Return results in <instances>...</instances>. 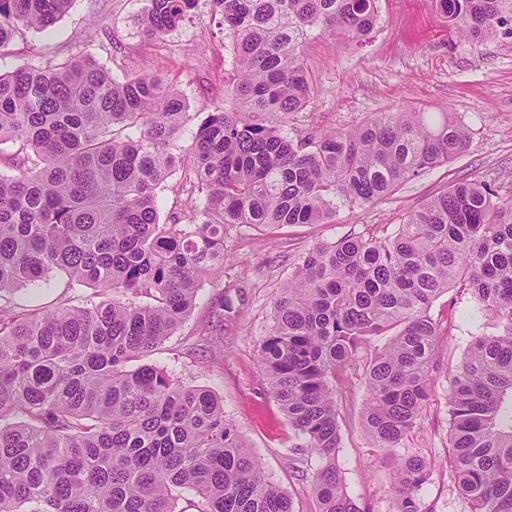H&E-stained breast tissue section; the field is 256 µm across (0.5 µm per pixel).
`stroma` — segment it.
I'll use <instances>...</instances> for the list:
<instances>
[{
	"mask_svg": "<svg viewBox=\"0 0 512 512\" xmlns=\"http://www.w3.org/2000/svg\"><path fill=\"white\" fill-rule=\"evenodd\" d=\"M146 0H75L55 26L24 31L0 72L33 63L53 65L89 55L112 76L143 72L162 76L178 91L191 118L177 141L188 155L198 116L224 103V85L235 71L232 40L220 28L211 0L197 8L163 39L145 35L140 18ZM379 23L361 45L313 33L304 63L312 87L298 127L345 128L377 112H447L471 131L466 151L448 164L406 182L365 208L341 209L331 224H293L257 229L233 227L225 243L229 259L221 282H204L195 306L173 336L148 353L145 363L167 369L184 384L213 391L237 432L252 448L267 477L286 491L293 512H317L311 470L317 457L297 461L293 431L257 360V346L273 323V301L300 257L318 245L345 237L383 238L393 234L407 212L461 181L486 182L512 198V37L474 44L452 37L429 0H379ZM190 165L175 170L157 191L161 216L186 213L191 197ZM242 289L238 316L218 343L204 337L225 286ZM476 301L471 290L449 289L432 306L437 318H451L436 353L432 400L401 447L436 464L417 492L421 512H471L452 478L447 393L451 377L472 341L467 314ZM362 353L336 382L341 447L336 464L347 494L360 512H396L390 487L394 465L375 448L362 427L367 399Z\"/></svg>",
	"mask_w": 512,
	"mask_h": 512,
	"instance_id": "35a3bbf8",
	"label": "stroma"
}]
</instances>
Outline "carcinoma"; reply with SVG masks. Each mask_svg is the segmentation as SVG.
Instances as JSON below:
<instances>
[{"label":"carcinoma","instance_id":"carcinoma-1","mask_svg":"<svg viewBox=\"0 0 512 512\" xmlns=\"http://www.w3.org/2000/svg\"><path fill=\"white\" fill-rule=\"evenodd\" d=\"M74 0H0V57L21 30L42 32ZM234 40L224 106L191 146L189 223L160 221L157 189L182 164L189 118L154 75L119 81L90 56L0 74V512H293L210 390L134 365L171 336L204 282L223 276L239 224H328L461 155L471 132L446 112H380L340 131L302 133L303 54L317 30L359 43L378 0H211ZM198 0H149L162 39ZM448 29L480 42L512 36V0H431ZM62 273L90 288L79 306L19 316L11 292ZM457 284L475 328L448 394L454 482L472 512H512V199L458 182L386 239L345 237L306 253L276 292L259 345L269 395L321 464L318 512H360L336 465L338 375L373 336L362 426L393 456L430 398L441 321ZM431 461L397 459V512Z\"/></svg>","mask_w":512,"mask_h":512}]
</instances>
